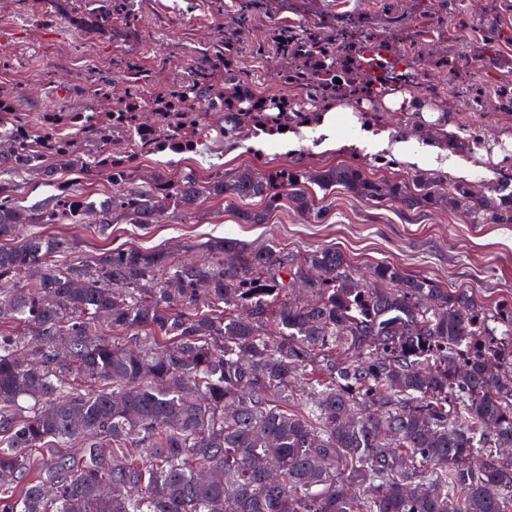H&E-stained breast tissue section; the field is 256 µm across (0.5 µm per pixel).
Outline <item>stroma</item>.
<instances>
[{
    "label": "stroma",
    "instance_id": "1",
    "mask_svg": "<svg viewBox=\"0 0 512 512\" xmlns=\"http://www.w3.org/2000/svg\"><path fill=\"white\" fill-rule=\"evenodd\" d=\"M101 0H67L65 14L48 10L43 0H0V87L13 91L20 111L39 122L49 109L71 108L91 80L112 75V64L131 58L148 68L155 83L183 81L200 63L202 52L239 28L248 33L239 45L240 79L260 92L295 95L279 73L272 32L301 31L335 26L352 16L370 27L377 19L398 21L408 39L420 32L446 33L444 43L431 44L438 63L423 67L426 80L440 91L439 106H447L454 89L455 67L467 63L480 85L512 82V42L496 43L491 58L476 52L488 28H512V12L488 14L485 0H458L453 9L429 12L410 0H307L295 11L288 0H135L139 23L128 34L121 14L112 16V32H78L68 17L101 9ZM317 134L249 139L222 154L175 155L161 152L141 158V166L174 172L194 170L207 175L212 167L284 166L301 163L321 167L351 161L345 151L325 152L315 143ZM321 221L313 222L284 207L268 223H238L235 208L208 202L202 219L169 220L140 227L113 225L109 238L87 224H51L47 230L77 237L83 249L140 246L161 249L181 239L202 242L226 237L255 247L272 244L301 253L322 247L342 251L356 270L388 261L432 278L450 288H468L488 305L512 299V224H473L450 211L406 214L394 203L373 207L343 190L327 195Z\"/></svg>",
    "mask_w": 512,
    "mask_h": 512
}]
</instances>
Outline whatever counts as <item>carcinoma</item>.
Listing matches in <instances>:
<instances>
[{
	"label": "carcinoma",
	"instance_id": "obj_1",
	"mask_svg": "<svg viewBox=\"0 0 512 512\" xmlns=\"http://www.w3.org/2000/svg\"><path fill=\"white\" fill-rule=\"evenodd\" d=\"M278 37L283 79L312 97L260 93L233 43L186 82L155 84L128 58L124 94L86 89L77 111L33 125L0 89V512H512V302L487 306L402 267L359 273L335 248L303 254L214 237L163 250L82 249L33 224L196 218L237 204L265 224L288 203L323 214L341 188L409 213L512 224V192L367 164L144 173L137 160L317 129L340 98L386 128L383 90L336 69L357 39L317 27ZM459 89L456 129L477 104ZM399 128L454 149L448 113ZM41 187L49 192L30 202Z\"/></svg>",
	"mask_w": 512,
	"mask_h": 512
}]
</instances>
